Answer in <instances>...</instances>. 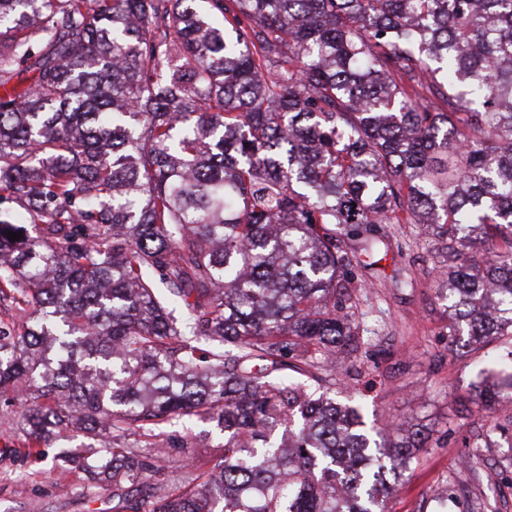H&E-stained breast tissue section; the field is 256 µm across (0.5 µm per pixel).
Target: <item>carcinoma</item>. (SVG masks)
Listing matches in <instances>:
<instances>
[{"mask_svg": "<svg viewBox=\"0 0 512 512\" xmlns=\"http://www.w3.org/2000/svg\"><path fill=\"white\" fill-rule=\"evenodd\" d=\"M390 224L512 339V0H0V395L112 512H387L431 437L329 390ZM190 417L224 456L161 484Z\"/></svg>", "mask_w": 512, "mask_h": 512, "instance_id": "cac0c4a2", "label": "carcinoma"}]
</instances>
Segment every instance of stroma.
Wrapping results in <instances>:
<instances>
[{"instance_id":"35a3bbf8","label":"stroma","mask_w":512,"mask_h":512,"mask_svg":"<svg viewBox=\"0 0 512 512\" xmlns=\"http://www.w3.org/2000/svg\"><path fill=\"white\" fill-rule=\"evenodd\" d=\"M434 245L415 224L391 227L388 249L371 268H358L355 322L360 348L339 359L336 383L349 387L367 425L417 424L431 435L410 472L390 496V512H433L441 488H448V512H512V436L492 448L480 441L507 415L474 401L471 383L492 367L500 344L460 340L448 349V317L436 294ZM402 286H394L392 274ZM18 408L0 407V512H104L112 487L91 486L73 468H49L22 447L15 431ZM189 446L170 457L159 473L172 480L184 459L211 467L224 454V435L196 418L177 426Z\"/></svg>"}]
</instances>
